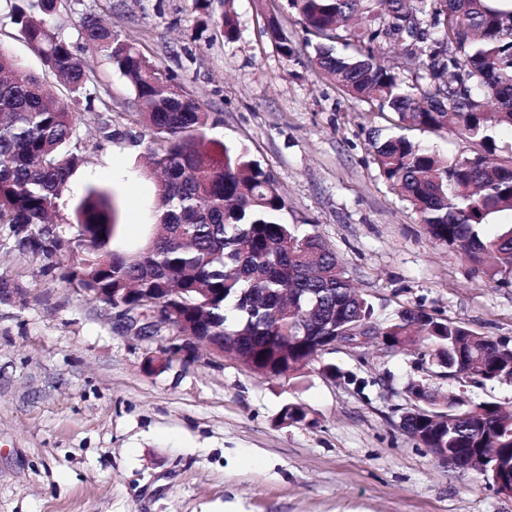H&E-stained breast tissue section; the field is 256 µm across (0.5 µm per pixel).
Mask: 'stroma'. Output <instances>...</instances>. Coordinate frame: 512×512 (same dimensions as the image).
<instances>
[{
    "mask_svg": "<svg viewBox=\"0 0 512 512\" xmlns=\"http://www.w3.org/2000/svg\"><path fill=\"white\" fill-rule=\"evenodd\" d=\"M195 0H70L55 25L95 70L112 108V142L91 114L77 133L88 162L59 202L62 218L91 185L112 189L120 232L146 240L159 188L140 147L135 96L85 49L76 24L93 13L174 76L211 114L210 138L243 146L273 173L285 222L333 245L348 279L380 317L420 307L512 348V288L430 237L381 177L371 141L395 133L385 113L351 97L314 62L288 0H234L228 42ZM278 21L294 49L275 48ZM31 256L0 252V274L22 289L0 300V512H512V495L442 463L401 427L408 381L437 394L512 406V383H462L418 355L377 344L338 347L300 378L268 380L237 361L145 364L168 347L112 309L86 300ZM312 425L277 424L285 402Z\"/></svg>",
    "mask_w": 512,
    "mask_h": 512,
    "instance_id": "35a3bbf8",
    "label": "stroma"
}]
</instances>
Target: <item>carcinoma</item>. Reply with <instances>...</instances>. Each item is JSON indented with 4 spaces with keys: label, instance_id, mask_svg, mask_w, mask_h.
Instances as JSON below:
<instances>
[{
    "label": "carcinoma",
    "instance_id": "obj_1",
    "mask_svg": "<svg viewBox=\"0 0 512 512\" xmlns=\"http://www.w3.org/2000/svg\"><path fill=\"white\" fill-rule=\"evenodd\" d=\"M10 22L45 72L68 96L0 48V248L44 261L43 271L77 288H111L113 304L152 300L175 311L171 336H197L206 347L268 378L293 379L332 349L329 337L364 329L390 351L417 352L448 376L512 382V349L481 336L463 320L406 308L380 328L367 295L348 278L336 250L316 234L301 235L283 219L286 202L274 176L245 148L207 137L210 113L171 76L99 16L81 19L78 35L129 82L140 112L133 136L161 182L151 232L137 252L112 249L113 193L90 186L74 209L69 234L46 245L59 201L86 160L81 112H94L99 138L112 140L107 106L90 93L94 74L53 25L64 0H4ZM317 66L354 98L394 115L395 125L448 130L473 153L443 159L396 136L371 143L380 175L398 189L435 240L481 267L501 288L512 286V225L493 236L481 226L512 215V156L497 154L495 130L512 127V10L494 0H289ZM355 22L345 55L340 31ZM235 40L234 14L216 21ZM401 44L389 61L376 51ZM408 72L424 83L408 84ZM412 408L402 429L424 447L446 448L468 461L496 448L512 462V412L500 403L441 400L411 381ZM281 425L312 423L305 406L288 402Z\"/></svg>",
    "mask_w": 512,
    "mask_h": 512
}]
</instances>
